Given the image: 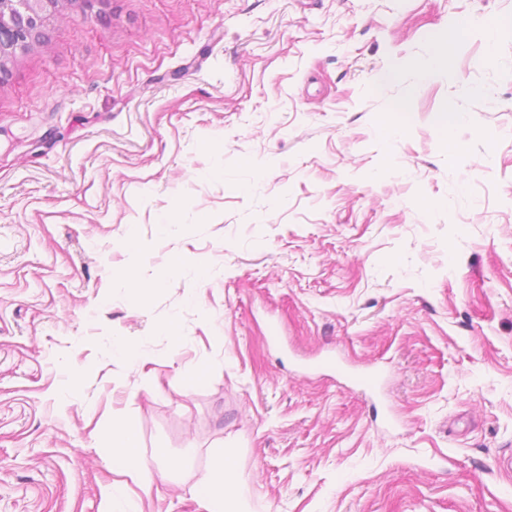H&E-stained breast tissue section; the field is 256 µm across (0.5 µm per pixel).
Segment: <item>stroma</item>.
<instances>
[{
    "mask_svg": "<svg viewBox=\"0 0 512 512\" xmlns=\"http://www.w3.org/2000/svg\"><path fill=\"white\" fill-rule=\"evenodd\" d=\"M47 33L0 84V512H206L222 450L247 512H512V0H95ZM116 421L152 485L103 460Z\"/></svg>",
    "mask_w": 512,
    "mask_h": 512,
    "instance_id": "1",
    "label": "stroma"
}]
</instances>
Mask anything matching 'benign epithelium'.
Masks as SVG:
<instances>
[{"label": "benign epithelium", "mask_w": 512, "mask_h": 512, "mask_svg": "<svg viewBox=\"0 0 512 512\" xmlns=\"http://www.w3.org/2000/svg\"><path fill=\"white\" fill-rule=\"evenodd\" d=\"M63 0H10L0 5V84L11 75L12 61L44 37L47 21Z\"/></svg>", "instance_id": "7a95c632"}]
</instances>
